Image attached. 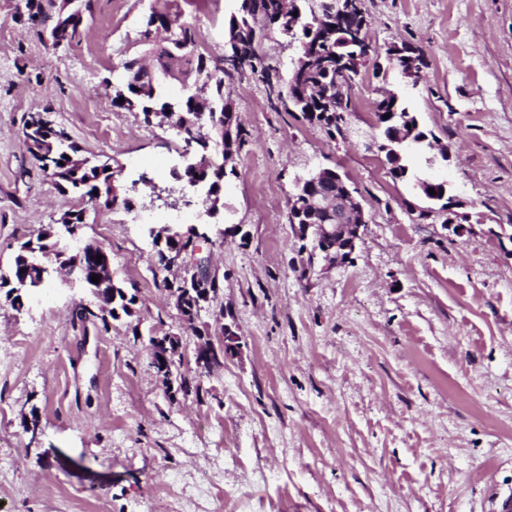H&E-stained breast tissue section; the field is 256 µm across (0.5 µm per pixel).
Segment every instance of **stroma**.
Masks as SVG:
<instances>
[{"label":"stroma","mask_w":512,"mask_h":512,"mask_svg":"<svg viewBox=\"0 0 512 512\" xmlns=\"http://www.w3.org/2000/svg\"><path fill=\"white\" fill-rule=\"evenodd\" d=\"M16 3L0 0V270L78 204L26 149L33 112L121 166L137 209L199 204L169 174L168 123L106 99L146 55L149 0H91L56 49ZM364 4L372 52L335 135L272 110L257 76L228 81L248 136L223 210L200 218L218 291L194 323L167 288L182 268L160 265L120 206L88 211L80 238L111 253L133 317L80 321L97 300L63 270L23 308L0 297V512H491V488L512 493V0ZM237 6L164 8L220 53ZM402 43L427 60L418 83L387 59ZM387 93L447 148L427 173L461 207L391 177L374 112ZM325 167L368 219L343 262L302 250L288 220L297 178ZM163 335L199 394L156 372L149 339ZM204 344L219 357L201 368Z\"/></svg>","instance_id":"1"}]
</instances>
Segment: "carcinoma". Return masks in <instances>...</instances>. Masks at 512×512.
I'll return each instance as SVG.
<instances>
[{
  "mask_svg": "<svg viewBox=\"0 0 512 512\" xmlns=\"http://www.w3.org/2000/svg\"><path fill=\"white\" fill-rule=\"evenodd\" d=\"M315 0H239L236 13L232 14L227 32L233 34L257 27L261 22L269 31L278 32L299 40L304 44L310 40L308 31L317 27V17L312 12L311 3ZM349 25L342 21L338 28L323 39L319 45L321 55L332 62L338 57L350 56L354 46L349 44ZM163 29L170 32L172 45L158 48L153 53V65L145 67L137 59L124 63L122 80L114 89L111 103L114 107L142 112L145 122L149 123L155 116L166 118L170 124L185 129L183 141H193L194 153L200 156L195 167L174 169V179L191 185L205 188L204 203L211 206L224 200V182L231 175L226 167L211 165L206 160L207 152L203 144L195 136H209L224 140V158L238 152L244 143V129L234 107L231 94L226 90L224 76L228 72L220 65V59L201 52L196 40V32L192 25L181 23L171 18L164 11L153 9L144 17L142 36L148 37L151 31ZM244 69L257 75L267 85L269 103L274 110L285 112H303L306 119L314 121L327 129L328 133L336 130V121L332 115L336 111L346 112L349 109L347 89L352 77L336 71L335 67L317 68L306 77H295L289 74L283 77L279 70L270 65L266 59L253 53L245 63ZM179 75L191 82L192 90L180 97H172L165 86V78ZM210 102L209 122L203 131L194 127V118L198 112L197 98ZM375 115L378 124L383 126L384 143L379 150L385 152L387 163L391 165L392 176L396 179L413 180L422 195L431 200H442L446 188L442 183L422 177L410 163L408 153L413 152L425 156L426 163H432L422 143L427 140L426 133L419 127L415 116L408 112L407 107L395 95L387 96L376 103ZM56 135V149L49 162L56 169L58 185L61 189H71L80 193V197L91 203H99L105 207L121 205L126 209L133 207V200L127 194L112 195V184L119 183V172L109 164H97L88 158L79 157L80 148L70 141L64 128L51 124L43 112H34L25 122V128L38 135L44 126ZM435 194H430V190ZM205 228L190 225L178 231V234L165 242L166 250L158 251V262L169 265V262L180 252L187 250ZM53 226L48 224L42 228L37 241H27L17 249L9 271L33 275V254L40 255L50 264L59 263V267L68 268L75 262L77 251L65 252L59 247L57 239L52 237ZM6 289L5 300L15 309L23 307V294L15 292V283L0 277V289ZM167 288L176 297V305L184 320L193 324L197 317V301L199 289L184 288L181 283H169ZM104 293L112 304L101 315H96L83 308L78 312L82 321L98 320L108 325V320L134 316L132 305L135 296L127 294L121 283L105 273L103 278ZM154 349V367L164 377L179 375V390L183 395L199 392L195 379L180 372L175 354L179 341H169L167 348L158 346L155 338H150Z\"/></svg>",
  "mask_w": 512,
  "mask_h": 512,
  "instance_id": "cac0c4a2",
  "label": "carcinoma"
}]
</instances>
